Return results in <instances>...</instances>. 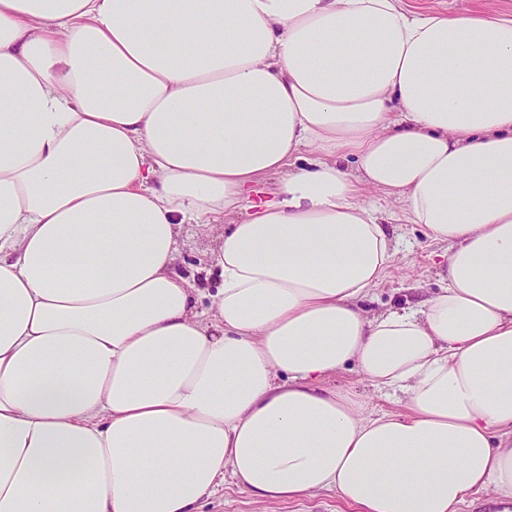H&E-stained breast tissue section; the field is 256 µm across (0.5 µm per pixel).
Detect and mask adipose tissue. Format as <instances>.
Wrapping results in <instances>:
<instances>
[{
	"label": "adipose tissue",
	"mask_w": 512,
	"mask_h": 512,
	"mask_svg": "<svg viewBox=\"0 0 512 512\" xmlns=\"http://www.w3.org/2000/svg\"><path fill=\"white\" fill-rule=\"evenodd\" d=\"M367 188L449 246L419 307H363L396 253ZM238 212L201 292L180 230ZM350 364L402 410L327 386ZM228 480L512 512L511 16L0 0V512H199Z\"/></svg>",
	"instance_id": "adipose-tissue-1"
}]
</instances>
